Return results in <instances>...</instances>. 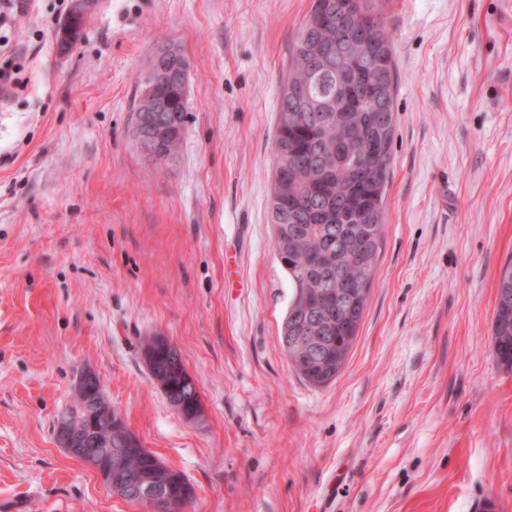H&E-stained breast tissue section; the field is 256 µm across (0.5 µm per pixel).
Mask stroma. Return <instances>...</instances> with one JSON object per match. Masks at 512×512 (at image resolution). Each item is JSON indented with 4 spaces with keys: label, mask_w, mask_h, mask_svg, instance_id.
Returning <instances> with one entry per match:
<instances>
[{
    "label": "stroma",
    "mask_w": 512,
    "mask_h": 512,
    "mask_svg": "<svg viewBox=\"0 0 512 512\" xmlns=\"http://www.w3.org/2000/svg\"><path fill=\"white\" fill-rule=\"evenodd\" d=\"M40 0L0 29V512H151L55 440L82 371L195 489L186 512H512V372L492 316L512 256V0H390L395 139L377 273L342 372L280 344L292 290L269 195L278 94L312 0ZM189 59L177 160L141 153L155 48ZM179 350L186 420L140 357ZM86 0H76V3L79 6L84 5V13L80 15H74L73 10L70 12L69 16L66 18V20L63 22L61 27L58 30V39H59V46L61 49H66L67 47L72 46L75 44L79 38L81 37V34L83 33V28L85 24V17H86Z\"/></svg>",
    "instance_id": "1"
}]
</instances>
